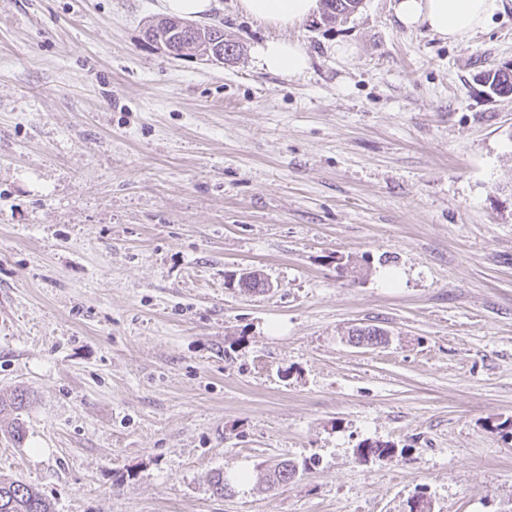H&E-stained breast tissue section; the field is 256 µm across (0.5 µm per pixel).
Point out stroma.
I'll return each instance as SVG.
<instances>
[{"label":"stroma","mask_w":512,"mask_h":512,"mask_svg":"<svg viewBox=\"0 0 512 512\" xmlns=\"http://www.w3.org/2000/svg\"><path fill=\"white\" fill-rule=\"evenodd\" d=\"M163 14L0 0V474L55 512H512V96L474 80L512 0L461 43L362 0L286 31L295 79L233 0L229 61L161 53ZM362 0H322V20L336 24L347 18L361 4ZM260 66L268 72L296 78L309 67V57L304 45L298 40L270 38L257 47ZM29 400V395L24 389H16L9 396L0 395V413H2V411L15 413L16 417L13 419L9 433L13 440L18 443L25 437L24 424L19 416L28 406Z\"/></svg>","instance_id":"stroma-1"}]
</instances>
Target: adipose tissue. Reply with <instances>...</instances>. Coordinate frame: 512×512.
Wrapping results in <instances>:
<instances>
[{"mask_svg": "<svg viewBox=\"0 0 512 512\" xmlns=\"http://www.w3.org/2000/svg\"><path fill=\"white\" fill-rule=\"evenodd\" d=\"M235 7L258 24L288 29L302 26L320 10V0H236ZM501 0H394L393 13L400 26L425 30L450 42L468 40L486 26L500 9ZM266 71L296 78L309 67L304 45L276 37L257 48Z\"/></svg>", "mask_w": 512, "mask_h": 512, "instance_id": "obj_1", "label": "adipose tissue"}]
</instances>
